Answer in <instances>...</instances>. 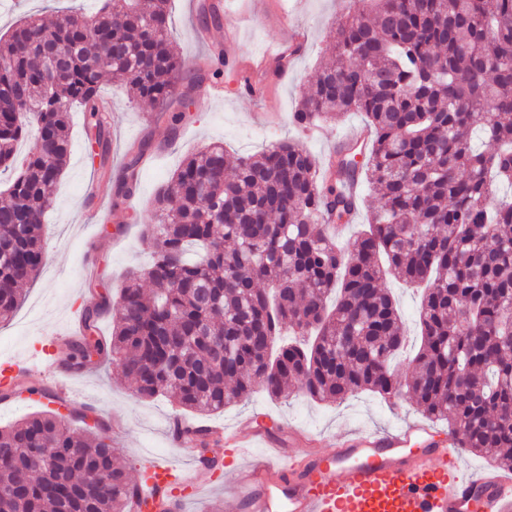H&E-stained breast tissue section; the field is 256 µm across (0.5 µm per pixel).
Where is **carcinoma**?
<instances>
[{"mask_svg": "<svg viewBox=\"0 0 512 512\" xmlns=\"http://www.w3.org/2000/svg\"><path fill=\"white\" fill-rule=\"evenodd\" d=\"M169 0H103L0 34V323L45 263L44 219L69 154V114L95 143L109 127L100 80L164 104L184 61L169 48ZM333 63L294 119L311 129L350 112L371 142L360 167L327 166L300 142L232 163L224 145L188 155L151 203L154 260L130 277L112 335L107 301L82 308L67 368L108 361L150 399L209 416L259 388L318 401L409 395L463 447L512 468V0H377L334 24ZM65 58L45 80L48 52ZM380 198L354 239L330 215ZM389 278L422 288L420 345L406 344ZM135 489L108 428L52 410L0 429V512H126Z\"/></svg>", "mask_w": 512, "mask_h": 512, "instance_id": "carcinoma-1", "label": "carcinoma"}]
</instances>
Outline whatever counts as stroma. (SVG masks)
I'll return each mask as SVG.
<instances>
[{"label":"stroma","mask_w":512,"mask_h":512,"mask_svg":"<svg viewBox=\"0 0 512 512\" xmlns=\"http://www.w3.org/2000/svg\"><path fill=\"white\" fill-rule=\"evenodd\" d=\"M211 4L219 7L224 21L233 23L232 40H225L220 27L213 31V42L195 38L202 25V9ZM70 5V0H0V31L21 15L40 14L49 20L55 11ZM349 6V0H170L171 48L186 62L180 84L185 100L162 106L134 99L117 78L105 77L100 93L111 102L112 110L104 164L94 156L96 147L85 131L83 113L70 115L71 153L56 186V206L45 219L48 259L13 318L0 323V360L39 366L36 381L55 394L65 412L85 417L90 425L98 420L109 424L112 445L128 465H135L145 454L176 453L168 433L170 419L180 413L174 398H138L134 385L108 363L72 375V389L64 391L54 366L67 350L59 348L52 362H45L44 342L63 331L83 305L104 296L117 300L127 277L149 266L152 256L143 242V230L150 221L151 202L186 155L220 142L234 159L275 143L299 140L322 160L338 139L363 124V117L353 113L322 124L314 136L293 121L303 92L328 61L329 31ZM296 27L307 30V42L289 57L287 66L274 61L262 72L261 96L247 95L239 64L289 44ZM216 45L231 67L224 72L220 93L213 96L206 74ZM175 112L184 115L176 125L171 122ZM139 144L145 152L136 189L131 197L116 201V183L132 158L130 148ZM91 179L97 183V192L89 197L84 186ZM72 392L80 394V401H69ZM253 416L269 427L304 429L326 445L346 432L383 430L419 419L420 413L405 396L389 403L365 392L338 405L315 402L300 393L276 400L258 389L245 402L207 416L204 422L224 426Z\"/></svg>","instance_id":"35a3bbf8"}]
</instances>
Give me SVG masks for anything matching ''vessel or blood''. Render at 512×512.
<instances>
[{
    "instance_id": "vessel-or-blood-1",
    "label": "vessel or blood",
    "mask_w": 512,
    "mask_h": 512,
    "mask_svg": "<svg viewBox=\"0 0 512 512\" xmlns=\"http://www.w3.org/2000/svg\"><path fill=\"white\" fill-rule=\"evenodd\" d=\"M224 446L242 512H512V475L464 471L458 437L425 422L355 430L304 455L241 424ZM206 474L147 458L130 512H184Z\"/></svg>"
}]
</instances>
